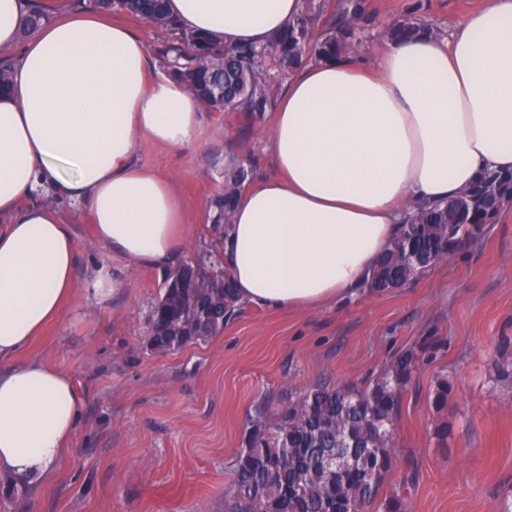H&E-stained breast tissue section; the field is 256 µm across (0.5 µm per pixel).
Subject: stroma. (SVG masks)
<instances>
[{
	"label": "stroma",
	"instance_id": "35a3bbf8",
	"mask_svg": "<svg viewBox=\"0 0 512 512\" xmlns=\"http://www.w3.org/2000/svg\"><path fill=\"white\" fill-rule=\"evenodd\" d=\"M422 2L428 23L450 31L482 0H367L376 26ZM200 141L174 150L142 141L136 158L175 178L194 238L210 237L208 206L224 183L229 154L249 158L256 181L275 175L267 135L247 119L205 113ZM77 238V267L119 273L128 288L88 296L77 278L72 300L29 347L82 383L79 424L52 478L30 484L0 474V512H224L244 429L261 397L320 379L363 384L417 337L437 336L431 363L402 396L394 440L405 473L407 512H512V390L494 381L498 350L512 343V205L456 255L406 286L358 291L314 311L247 305L209 340L158 356L147 348L148 314L162 271L126 267L101 248L85 212L62 208ZM455 395L432 404L436 374ZM449 425L447 443L435 431Z\"/></svg>",
	"mask_w": 512,
	"mask_h": 512
}]
</instances>
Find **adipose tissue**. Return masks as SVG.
<instances>
[{
  "instance_id": "adipose-tissue-1",
  "label": "adipose tissue",
  "mask_w": 512,
  "mask_h": 512,
  "mask_svg": "<svg viewBox=\"0 0 512 512\" xmlns=\"http://www.w3.org/2000/svg\"><path fill=\"white\" fill-rule=\"evenodd\" d=\"M301 0H167L182 28L225 44L266 43ZM23 0H0V472L47 479L77 428L81 384L25 357L73 296L74 230L165 271L188 242L173 180L135 160L141 140L197 143L203 106L150 66L122 19L66 12L30 34ZM275 177L247 189L223 244L241 300L270 311L354 294L399 234L410 206L448 201L486 171L512 172V0H483L446 37L386 43L297 69L268 135ZM51 192L54 204L32 198Z\"/></svg>"
}]
</instances>
